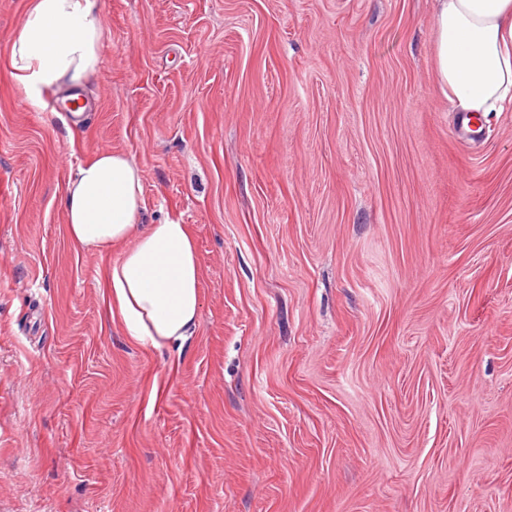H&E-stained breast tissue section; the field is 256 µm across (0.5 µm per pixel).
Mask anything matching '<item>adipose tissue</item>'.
Returning a JSON list of instances; mask_svg holds the SVG:
<instances>
[{"mask_svg": "<svg viewBox=\"0 0 512 512\" xmlns=\"http://www.w3.org/2000/svg\"><path fill=\"white\" fill-rule=\"evenodd\" d=\"M105 21L98 0H30L8 50L24 102L41 109L45 91L80 90L100 64ZM434 74L461 115L512 105V0H435ZM141 168L104 152L68 176L66 233L80 249L123 250L107 273L109 312L125 335L154 351H183L201 307L200 266L188 225L138 227Z\"/></svg>", "mask_w": 512, "mask_h": 512, "instance_id": "obj_1", "label": "adipose tissue"}]
</instances>
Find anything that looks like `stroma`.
Returning a JSON list of instances; mask_svg holds the SVG:
<instances>
[{
	"mask_svg": "<svg viewBox=\"0 0 512 512\" xmlns=\"http://www.w3.org/2000/svg\"><path fill=\"white\" fill-rule=\"evenodd\" d=\"M0 0V512H512V107L462 129L433 0H99L101 64L27 106ZM122 151L189 225L183 352L66 234Z\"/></svg>",
	"mask_w": 512,
	"mask_h": 512,
	"instance_id": "obj_1",
	"label": "stroma"
}]
</instances>
